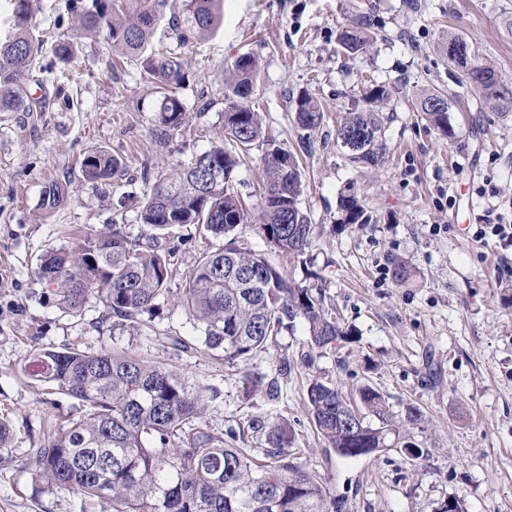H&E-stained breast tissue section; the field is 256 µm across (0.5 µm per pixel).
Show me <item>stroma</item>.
Masks as SVG:
<instances>
[{"instance_id":"35a3bbf8","label":"stroma","mask_w":512,"mask_h":512,"mask_svg":"<svg viewBox=\"0 0 512 512\" xmlns=\"http://www.w3.org/2000/svg\"><path fill=\"white\" fill-rule=\"evenodd\" d=\"M36 2L31 24L43 44L70 36L67 0ZM367 11L374 43L346 56L336 34ZM511 12L512 0H224V21L211 35L182 48L163 35L153 42L180 49L187 62L178 95L188 125L162 150L151 138L155 88L133 64L111 65L94 38L79 41L73 110L32 119L0 112V421L11 428L0 447V512H112L108 502L84 506L70 491L46 486L29 456L48 429L82 411L72 398L46 394L21 368L35 347L68 345L124 348L196 376L217 393L203 425L243 426L239 447L267 445L251 419H288L298 463L321 479L341 512H435L452 497L467 512H512V256L474 235L487 218L512 221V101L485 99L442 51L448 33L463 36L512 88V36L503 28ZM247 51L260 59L253 99L265 133L298 155L301 206L322 232L306 270L251 225H240L237 238L302 285L323 288L352 340L321 352L308 346L299 323L246 366L227 364L198 342L177 304L199 257L223 244L192 224L172 232L182 245L157 334L121 330L97 298L77 313L57 306L35 281L40 256L115 222L138 235L145 171L188 164L209 149L222 126L224 68ZM367 78L393 90L379 113L389 154L379 167L360 169L337 145L336 129L347 109L363 108ZM432 88L448 96L451 136L415 110ZM302 91L324 109L312 133L294 121L292 96ZM99 148L125 167L106 187L81 176L83 157ZM54 181L68 185L69 197L46 214L41 197ZM350 189L370 223H341L337 202ZM398 261L412 273L404 285L392 276ZM178 337L191 342L189 351L173 346ZM246 372L276 381L278 399L249 391ZM315 374L349 396L365 385L377 389L397 416L406 404L420 405L427 455L414 459L391 447L359 459L336 456L308 413Z\"/></svg>"}]
</instances>
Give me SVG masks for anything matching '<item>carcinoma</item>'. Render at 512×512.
Listing matches in <instances>:
<instances>
[{"mask_svg":"<svg viewBox=\"0 0 512 512\" xmlns=\"http://www.w3.org/2000/svg\"><path fill=\"white\" fill-rule=\"evenodd\" d=\"M168 0H78L72 7L73 28L84 36L100 37L116 56L136 65L142 78L161 90L151 128L155 146L164 148L173 132L187 125L186 108L177 89L187 63L176 51L157 52L152 41L165 18ZM33 0H16L15 32L0 42V112L46 111V98H33L23 88L42 55L43 44L28 26ZM224 17L223 0H181L168 17L171 34L182 47L192 39L215 31ZM371 18L361 17L343 28L338 42L345 53L356 55L371 46ZM444 51L472 85L488 99H512L495 71L475 59L468 41L448 36ZM45 71L53 74L55 100L70 108L66 86L74 80L69 66L75 45L69 38L51 47ZM259 70L250 53L237 57L224 77V120L220 136L186 166L153 174L141 203V232L133 237L125 225L84 235L78 244L47 253L35 271L36 281L55 287L57 301L78 312L91 297L101 299L118 325L141 332L156 331L142 319L168 294L171 257L177 246L162 247L174 224H195L204 235L224 237L241 224H252L259 236L283 257L305 264L306 255L320 232L300 207L303 177L298 160L288 147L266 136L252 89ZM384 84L365 87L362 99L369 107L350 109L336 135L348 134L356 142L349 160L360 166L377 165L387 153V141L377 107L390 101ZM422 113L442 134L448 127V97L431 91L416 100ZM295 121L312 132L323 121V110L308 94L295 99ZM231 144L233 149L226 148ZM262 146L263 188L288 183V210L270 200L254 214L242 203L234 181L254 145ZM282 151L292 170L272 159ZM216 163L224 172L218 184H208V167ZM123 161L105 149L89 152L82 160L84 180L107 185L118 176ZM66 186L45 188L40 207L51 212L66 201ZM341 223L366 224L363 206L350 191L338 202ZM179 304L200 330L208 349L224 353V361L245 363L268 349L269 343L299 320L306 325L315 349H332L348 335L322 289L300 287L262 254L230 239L208 252L192 270ZM27 373L47 389L78 401L84 414L67 427L45 437L31 449L40 476L51 487L72 491L86 505L106 499L112 512H338L316 475L292 457L293 430L282 421L269 427L250 422L266 433L268 447L239 448L241 432L228 426L223 432L199 427L207 407V388L184 371L153 364L126 351L89 352L77 346L60 350L36 348ZM366 415L359 428L343 427L354 415L353 406L331 382L310 379L307 399L311 421L336 455L358 458L369 450L397 439L402 447L424 449L414 433L425 432L427 417L414 404L395 418L374 388L359 390Z\"/></svg>","mask_w":512,"mask_h":512,"instance_id":"obj_1","label":"carcinoma"}]
</instances>
